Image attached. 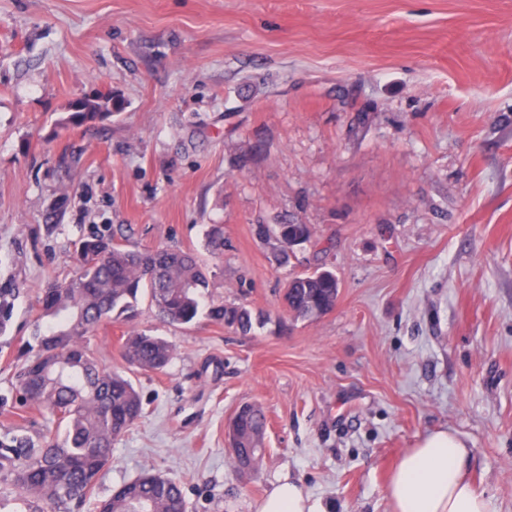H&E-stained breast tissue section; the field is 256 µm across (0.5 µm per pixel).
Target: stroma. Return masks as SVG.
<instances>
[{
	"mask_svg": "<svg viewBox=\"0 0 512 512\" xmlns=\"http://www.w3.org/2000/svg\"><path fill=\"white\" fill-rule=\"evenodd\" d=\"M97 91L124 110L59 125ZM286 220L313 242L281 265L258 227ZM93 231L200 252L202 306L267 318L248 335L173 326L145 301L97 328L91 348L145 413L96 498L149 472L188 512H255L288 476L322 512H387L402 454L447 429L512 512V0H0V396L40 289ZM321 266L335 308L294 319L291 276ZM132 331L173 345L163 371L129 368ZM244 403L268 418L248 474L226 434Z\"/></svg>",
	"mask_w": 512,
	"mask_h": 512,
	"instance_id": "1",
	"label": "stroma"
}]
</instances>
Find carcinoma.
I'll list each match as a JSON object with an SVG mask.
<instances>
[{
  "instance_id": "carcinoma-1",
  "label": "carcinoma",
  "mask_w": 512,
  "mask_h": 512,
  "mask_svg": "<svg viewBox=\"0 0 512 512\" xmlns=\"http://www.w3.org/2000/svg\"><path fill=\"white\" fill-rule=\"evenodd\" d=\"M125 108L115 93L95 92L68 105L61 124L82 127L103 121ZM258 234L275 242L282 259L312 242L307 224L259 225ZM78 272L69 280L52 281L39 298V318L50 319L20 349L23 363L16 375L15 408L45 410L58 430L40 444L27 437L0 443V479L18 493L28 512H69L73 502L94 495L102 471L112 458V442L142 416L143 404L131 380L101 368L88 338L108 322H129L148 298L157 316L171 325H189L199 317V298L208 288L206 267L193 250L166 246L140 250L116 245L91 234L77 242ZM14 289L0 288V326L11 315ZM339 281L325 268L292 276L283 304L293 317L313 321L336 306ZM207 316L243 334L260 322L243 303L213 302ZM126 361L143 371L163 370L173 348L161 336L135 333L124 338ZM231 454L240 469L262 461L266 417L255 404L241 406L229 424ZM96 512H186L181 487L136 480L97 503Z\"/></svg>"
}]
</instances>
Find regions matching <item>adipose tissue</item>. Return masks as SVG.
Wrapping results in <instances>:
<instances>
[{
  "label": "adipose tissue",
  "mask_w": 512,
  "mask_h": 512,
  "mask_svg": "<svg viewBox=\"0 0 512 512\" xmlns=\"http://www.w3.org/2000/svg\"><path fill=\"white\" fill-rule=\"evenodd\" d=\"M470 450L450 430L420 438L393 469L385 488L389 512H492L489 497L467 477ZM255 512H320L299 482L280 478Z\"/></svg>",
  "instance_id": "obj_1"
}]
</instances>
